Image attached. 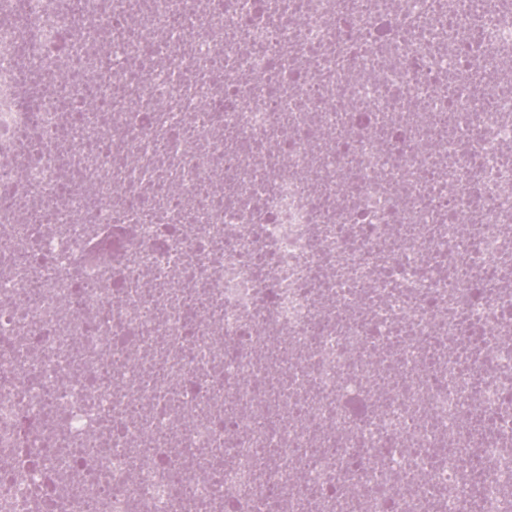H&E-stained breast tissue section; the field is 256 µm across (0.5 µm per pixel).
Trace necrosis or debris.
I'll use <instances>...</instances> for the list:
<instances>
[{
	"label": "necrosis or debris",
	"mask_w": 512,
	"mask_h": 512,
	"mask_svg": "<svg viewBox=\"0 0 512 512\" xmlns=\"http://www.w3.org/2000/svg\"><path fill=\"white\" fill-rule=\"evenodd\" d=\"M512 0H0V512H512Z\"/></svg>",
	"instance_id": "1"
}]
</instances>
